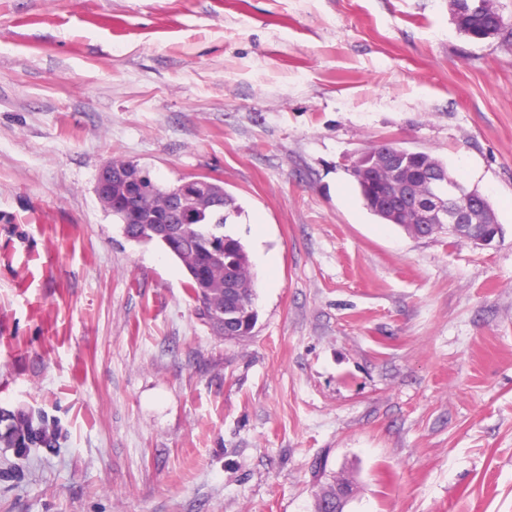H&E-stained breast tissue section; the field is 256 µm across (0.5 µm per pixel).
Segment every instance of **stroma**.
Wrapping results in <instances>:
<instances>
[{
	"mask_svg": "<svg viewBox=\"0 0 512 512\" xmlns=\"http://www.w3.org/2000/svg\"><path fill=\"white\" fill-rule=\"evenodd\" d=\"M394 139L490 201L487 246L381 223L346 171ZM240 208L229 341L128 240L106 163ZM262 238H255V230ZM272 257L264 266L259 254ZM0 512H512V39L448 0H0ZM455 2L457 11L452 17L458 30L472 32L490 26V21L473 9L474 2L472 0H455ZM6 413L7 418L1 419ZM58 442V431L48 425L44 416H35L31 411L18 408L8 410L0 408V447L37 448L54 447ZM352 492L351 482L347 478L333 477L331 482L321 486L319 492L316 493L315 512H343L346 500H344V504L341 500Z\"/></svg>",
	"mask_w": 512,
	"mask_h": 512,
	"instance_id": "1",
	"label": "stroma"
}]
</instances>
